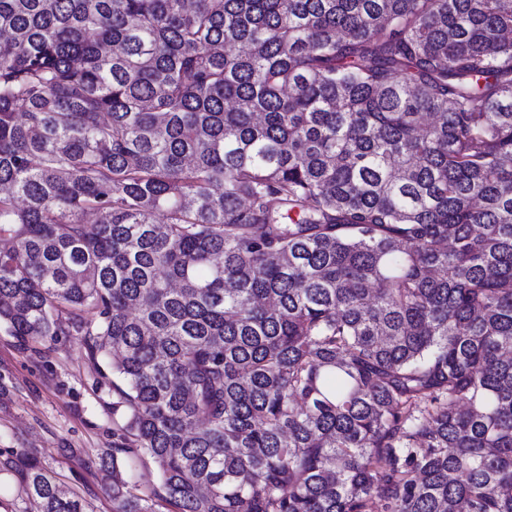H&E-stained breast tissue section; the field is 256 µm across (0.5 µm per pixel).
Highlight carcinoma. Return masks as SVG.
Returning <instances> with one entry per match:
<instances>
[{"instance_id": "carcinoma-1", "label": "carcinoma", "mask_w": 512, "mask_h": 512, "mask_svg": "<svg viewBox=\"0 0 512 512\" xmlns=\"http://www.w3.org/2000/svg\"><path fill=\"white\" fill-rule=\"evenodd\" d=\"M0 36V326L112 355V512H512V0H0ZM129 474L131 480L138 485L141 491H149L152 488L159 487V474L156 468L151 464L135 463L130 466Z\"/></svg>"}]
</instances>
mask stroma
Returning a JSON list of instances; mask_svg holds the SVG:
<instances>
[{
  "instance_id": "stroma-1",
  "label": "stroma",
  "mask_w": 512,
  "mask_h": 512,
  "mask_svg": "<svg viewBox=\"0 0 512 512\" xmlns=\"http://www.w3.org/2000/svg\"><path fill=\"white\" fill-rule=\"evenodd\" d=\"M115 400L79 337L25 344L0 328V451L36 449L93 512H112L97 462L123 442Z\"/></svg>"
}]
</instances>
